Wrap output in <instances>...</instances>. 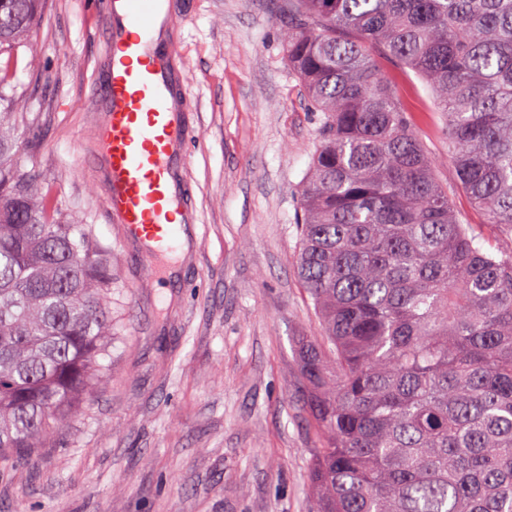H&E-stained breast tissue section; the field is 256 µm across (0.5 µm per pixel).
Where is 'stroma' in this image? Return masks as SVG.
Returning <instances> with one entry per match:
<instances>
[{
    "instance_id": "35a3bbf8",
    "label": "stroma",
    "mask_w": 512,
    "mask_h": 512,
    "mask_svg": "<svg viewBox=\"0 0 512 512\" xmlns=\"http://www.w3.org/2000/svg\"><path fill=\"white\" fill-rule=\"evenodd\" d=\"M197 110L188 176L198 221L181 251L124 243L89 177L84 110L102 37L90 0H45L19 49L15 161L112 253L107 382L48 448L0 460V512H309L318 441L298 400L299 345L317 335L296 274L300 189L322 127L288 66L282 0H175ZM417 133L463 223L439 113Z\"/></svg>"
}]
</instances>
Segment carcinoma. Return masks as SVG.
Listing matches in <instances>:
<instances>
[{"label": "carcinoma", "mask_w": 512, "mask_h": 512, "mask_svg": "<svg viewBox=\"0 0 512 512\" xmlns=\"http://www.w3.org/2000/svg\"><path fill=\"white\" fill-rule=\"evenodd\" d=\"M43 4L0 0V458L67 433L112 339L109 249L14 160ZM377 53L426 84L458 187L512 235V0H288V66L324 113L296 217L311 512H512V252L459 219Z\"/></svg>", "instance_id": "1"}]
</instances>
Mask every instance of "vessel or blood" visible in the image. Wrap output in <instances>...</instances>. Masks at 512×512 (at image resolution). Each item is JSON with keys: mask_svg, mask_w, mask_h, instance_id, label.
I'll list each match as a JSON object with an SVG mask.
<instances>
[{"mask_svg": "<svg viewBox=\"0 0 512 512\" xmlns=\"http://www.w3.org/2000/svg\"><path fill=\"white\" fill-rule=\"evenodd\" d=\"M105 33L93 71L96 183L127 239L174 251L192 224L186 144L192 84L172 41L173 0H93Z\"/></svg>", "mask_w": 512, "mask_h": 512, "instance_id": "vessel-or-blood-1", "label": "vessel or blood"}]
</instances>
